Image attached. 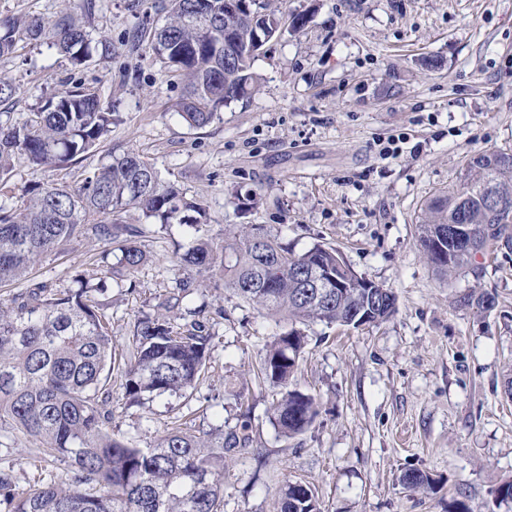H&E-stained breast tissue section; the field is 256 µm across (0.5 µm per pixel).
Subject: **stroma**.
<instances>
[{
  "label": "stroma",
  "mask_w": 512,
  "mask_h": 512,
  "mask_svg": "<svg viewBox=\"0 0 512 512\" xmlns=\"http://www.w3.org/2000/svg\"><path fill=\"white\" fill-rule=\"evenodd\" d=\"M155 2L142 0L136 16L127 0H98L97 22L120 46L111 62L76 69L46 42L0 58V74L16 86L5 106L13 120L77 82L117 106L111 140L47 179L74 185L110 152H135L203 198L215 230L263 224L299 252L333 247L359 275L392 288L398 310L357 329L305 327L292 384L315 396L320 414L287 439L269 418L282 389L260 369L266 344L288 322L221 289L194 295L187 306L203 308L212 333L207 378L185 395L136 405L113 375V434L145 447L176 421L228 432L249 413L251 445L224 457V512H273L287 480L311 484L323 512H448L456 498L469 512H512L494 496L512 479V249L443 276L416 231L426 201L463 182L471 154L512 150V0H270L283 31L254 63L260 91L202 128L173 108L182 77L147 46L125 45L141 17L156 19ZM298 14L306 24L296 32ZM428 56L436 68L422 66ZM398 136L400 153L382 159ZM251 190L262 191V205L239 209L236 192ZM184 240L177 225L143 238L148 260L133 284L108 287L115 349L127 348L134 319L171 290L173 251ZM110 249L78 238L34 277L75 287ZM474 291L494 294V310L464 304ZM413 470L430 476L432 490L403 483ZM0 472L17 495L71 477L37 441L9 429L0 431Z\"/></svg>",
  "instance_id": "35a3bbf8"
}]
</instances>
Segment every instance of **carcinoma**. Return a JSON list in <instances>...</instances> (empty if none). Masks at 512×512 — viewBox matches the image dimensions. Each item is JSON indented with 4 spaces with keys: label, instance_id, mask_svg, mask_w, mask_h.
I'll list each match as a JSON object with an SVG mask.
<instances>
[{
    "label": "carcinoma",
    "instance_id": "obj_1",
    "mask_svg": "<svg viewBox=\"0 0 512 512\" xmlns=\"http://www.w3.org/2000/svg\"><path fill=\"white\" fill-rule=\"evenodd\" d=\"M234 13L224 0H158L165 22H141L128 35L138 47L146 42L163 68L182 76L185 94L174 104L191 127L201 128L224 105L259 88L252 53L258 37L282 34L281 15L263 0H244ZM96 0H67L53 20L36 15L0 14V58L18 44L47 41L75 68L107 62L118 52L112 39L93 35ZM232 43L236 58L224 63V46ZM112 103L82 85L49 98L21 124L0 121V286L18 283L41 262L90 232L111 241L120 252L116 262L102 258L98 281L77 278L80 288L28 287L0 306V425L38 441L43 453L67 464L72 473L66 488L51 483L33 486L17 498L0 477L8 512H223L224 456L214 452L245 449L252 442L251 418L244 413L239 428L211 437L176 426L153 444L140 448L109 432L112 411L100 397L120 372L128 395H183L196 388L207 371L211 333L198 319L202 310L182 302L203 288L222 287L272 317L293 324L267 344L266 379L284 388L271 409L270 420L285 437L304 433L319 410L315 398L288 382L305 345L297 328L310 322L357 329V314L366 305L381 323L396 312V302L374 305L363 288H348L325 301L315 298L312 270L336 268V250L315 243L297 252L263 224H226L224 237L213 233L206 201L187 197L179 185L134 152L112 156L76 186L30 183L23 208L4 192L14 159L24 157L36 171L76 161L106 142L116 124ZM511 158L503 150L470 156L464 183L432 199L417 225L422 249L435 243L452 259L445 275L469 269L473 261L454 259L450 237L431 239L449 225L466 222L474 246L485 253L495 245L512 244V217L493 214L476 188L488 181L512 198ZM138 211L166 230L184 228L188 243L174 257L183 272L177 294L161 304L163 312L141 315L130 329L131 341L120 357L112 356V315L91 292L106 280L129 279L147 259L142 230L124 221ZM412 489H429L428 475L406 473ZM99 486L89 493L85 486ZM276 512H321L313 489L285 481Z\"/></svg>",
    "mask_w": 512,
    "mask_h": 512
}]
</instances>
